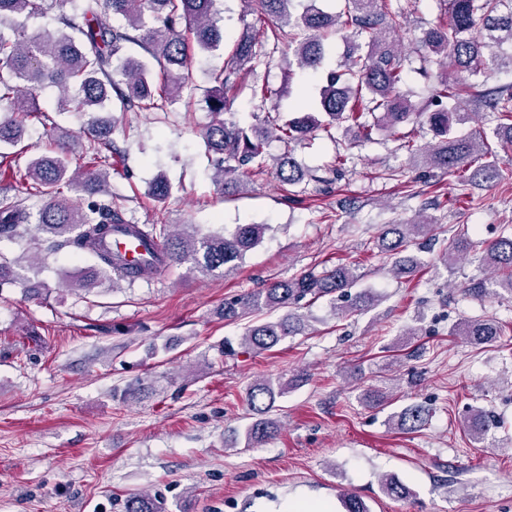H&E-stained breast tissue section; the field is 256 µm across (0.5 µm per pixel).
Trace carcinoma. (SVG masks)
Instances as JSON below:
<instances>
[{"mask_svg": "<svg viewBox=\"0 0 512 512\" xmlns=\"http://www.w3.org/2000/svg\"><path fill=\"white\" fill-rule=\"evenodd\" d=\"M48 0H0V103L12 116L0 119V148L16 147L29 140L28 122L45 123L46 113L39 92L51 84L58 89L57 109L90 120L88 170L72 168L69 131L45 129L53 141L49 152L36 153L25 170L0 168V239L12 238L31 229L47 243V250H66L89 257L93 265L76 278L72 286L89 290L104 281L116 285L148 280L164 268L183 263L194 272L229 273L237 269L247 253L263 240L265 224H239L226 235L192 230L174 233L166 224H133L107 194L104 185L109 172L97 164L112 152L115 122L95 117L98 112H164L167 103L180 97L195 61L221 49L224 36L218 27L217 0H86L71 14L58 18L55 31L28 33L22 27L7 35L1 30L18 16L41 14ZM261 22L259 28L236 39L224 61V68L211 73L214 83L208 108L215 120L199 132L213 179L223 194L233 193L252 172L273 164L278 180L288 186L325 183L317 171L303 167L293 156L296 144L316 128L343 130L348 146L372 140L379 127L395 135L400 148L418 155L430 169L448 175L469 173V179L490 181L497 176L495 154L480 138L454 132L461 105L475 102L498 120L496 134L512 143V86L487 89L479 82L485 71L501 65L512 68V53L502 56L503 45L512 49V0H443L444 16L429 24L417 39L421 75L436 78L432 95L421 108L408 103L401 90L405 68L411 64L396 32L401 13L391 10L390 0H343L339 11L322 7L324 0H244ZM336 36L347 50L336 66L328 69L319 91L316 108L301 109L271 119L265 135L249 133L232 117L229 93L242 88L237 77L257 59V48L268 42H288L302 70L318 71L325 66L327 40ZM367 38L366 42L359 38ZM127 44L139 46L159 66L154 73L150 61L122 55ZM380 113L376 121L368 117ZM425 122L440 141L418 145L398 134L399 126ZM284 143L285 151L269 154L270 138ZM29 185L43 204L32 213L21 201L6 195L13 184ZM83 193L84 204L69 193ZM433 218L421 213L411 224H387L378 242L392 260L396 277L413 274L417 260L408 255L411 239L425 235ZM114 232L132 234L144 246L148 258L139 269L122 271L112 257L107 239ZM161 244L163 255L155 253ZM482 265L505 275L501 284L512 291V236H500L482 251ZM17 260L0 256V288L20 283L29 293L40 289L28 285ZM357 276L343 265L309 271L291 280L274 281L266 287L224 303V318L235 319L263 311L288 308L306 296L332 293L349 296ZM303 318L287 312L276 320H263L248 327L243 344L256 352L276 346L287 336L302 330ZM501 326L475 319L456 332L471 343H487L500 335ZM285 386L268 381L255 383L247 393L249 409L256 418L246 427L247 444L255 447L277 431L268 417L276 397ZM429 409L419 403L398 415L400 425L414 431L421 428ZM125 512H165L163 502L153 494L137 493L126 500Z\"/></svg>", "mask_w": 512, "mask_h": 512, "instance_id": "obj_1", "label": "carcinoma"}]
</instances>
